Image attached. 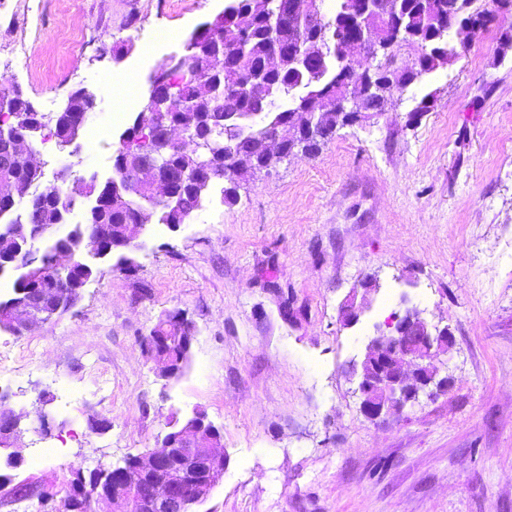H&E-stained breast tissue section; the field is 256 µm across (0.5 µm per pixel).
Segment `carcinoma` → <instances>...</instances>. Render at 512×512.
I'll list each match as a JSON object with an SVG mask.
<instances>
[{
    "label": "carcinoma",
    "instance_id": "carcinoma-1",
    "mask_svg": "<svg viewBox=\"0 0 512 512\" xmlns=\"http://www.w3.org/2000/svg\"><path fill=\"white\" fill-rule=\"evenodd\" d=\"M400 11L387 23L388 30L400 29L420 44L422 55L418 67L410 74L400 73L389 62L380 64L377 78L385 83L389 96L402 93L415 84L424 74L450 63L456 55L448 40L471 45L473 36L485 31L498 18L512 15V0H483L485 6L477 7V0H398ZM235 10L247 9L254 14L252 28L234 50H225L219 44L212 29L199 32L193 40L185 42V55L181 64L166 85L164 112L138 111L132 124L120 135L119 145L113 154L115 177L100 183L91 177L79 188H71L62 179L56 186L40 195L31 196L27 208L19 212L15 203L0 198V265H15L22 270L13 281L11 300L23 306H31L43 313V319L52 321L61 317L81 298L84 284L96 276V269L85 258L86 248L95 254H112V237L127 224H146L154 215L169 227L185 223L201 204L202 197L216 180L227 183L224 202L237 201L238 183L231 172L224 169V157L231 148L248 151L258 142L270 125L287 124L292 120L290 109L273 107L268 98L254 92L238 94L233 111L251 117L247 128H235L231 136L224 134V85L237 81L240 73L261 67L271 50L266 37V18L269 11L264 0H232ZM358 31L353 13L344 8V0H336L333 14L321 15L314 25L307 27L311 40L326 39L317 55L295 69L268 75L267 81L277 98L290 97L292 103L308 102L317 97L334 94L360 76L350 71L340 56L341 39ZM223 50V63L213 65L214 52ZM10 96L21 111L9 116L0 115V124L15 127L29 126L28 140L35 146L38 139L50 136L59 149L64 150L74 142V123L84 119L87 101L82 90H74L66 110L56 113L51 124H41L32 112H25L26 98L19 85L6 77L0 78V97ZM172 127L192 129L196 136L206 140L203 151L184 148L169 153L160 152L154 137V128L160 123ZM344 127L335 116L328 115L322 121L318 136L306 142L302 153L316 154L322 145L336 134V127ZM153 158L180 173L174 181L173 198L160 200L148 188L131 181V174L139 163ZM11 176L29 189L43 178L40 165L19 166L10 171ZM91 200L85 222L73 227L70 236L53 242L43 250L47 259L59 251L73 254L74 264L64 270L48 272L37 263L29 269L17 263L15 255L23 236L30 233L34 224L65 222L67 215L77 205L79 198ZM178 311L165 313L144 337L146 348H151L154 336L171 338L165 349L153 355L170 364L173 376L188 367L191 348L184 338L193 334L190 321L177 319Z\"/></svg>",
    "mask_w": 512,
    "mask_h": 512
}]
</instances>
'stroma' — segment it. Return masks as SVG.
Instances as JSON below:
<instances>
[{
    "mask_svg": "<svg viewBox=\"0 0 512 512\" xmlns=\"http://www.w3.org/2000/svg\"><path fill=\"white\" fill-rule=\"evenodd\" d=\"M228 2L0 0V76L49 115L74 89L96 99L76 154H40L46 174L111 177L154 69ZM161 29L173 38L152 47ZM507 34L510 16L388 111L240 185L236 203L148 224L135 271L98 261L56 321L0 331L7 407L44 408L52 423L0 473L56 493L70 470L144 453L169 416L201 412L226 459L199 512H512ZM427 94L433 108L409 122ZM369 276L379 287L344 326L340 304ZM411 307L452 335L436 360L448 388L370 421L351 367ZM175 308L195 338L189 367L167 379L143 338Z\"/></svg>",
    "mask_w": 512,
    "mask_h": 512,
    "instance_id": "1",
    "label": "stroma"
}]
</instances>
